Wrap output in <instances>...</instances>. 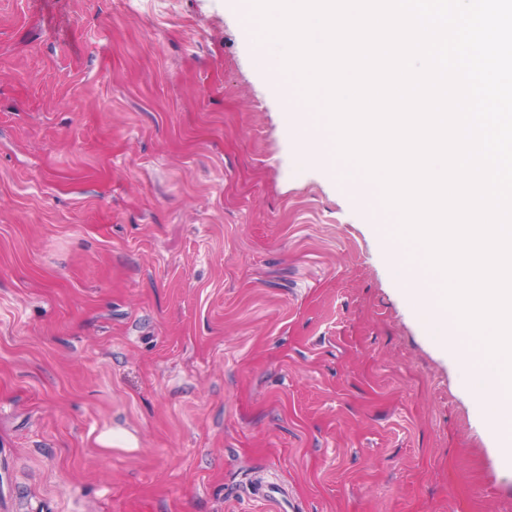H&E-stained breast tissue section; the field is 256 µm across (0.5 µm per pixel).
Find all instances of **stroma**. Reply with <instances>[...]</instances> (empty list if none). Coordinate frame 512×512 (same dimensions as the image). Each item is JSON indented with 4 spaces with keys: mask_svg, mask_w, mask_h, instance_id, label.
<instances>
[{
    "mask_svg": "<svg viewBox=\"0 0 512 512\" xmlns=\"http://www.w3.org/2000/svg\"><path fill=\"white\" fill-rule=\"evenodd\" d=\"M275 51L251 0H0V512H512Z\"/></svg>",
    "mask_w": 512,
    "mask_h": 512,
    "instance_id": "obj_1",
    "label": "stroma"
}]
</instances>
